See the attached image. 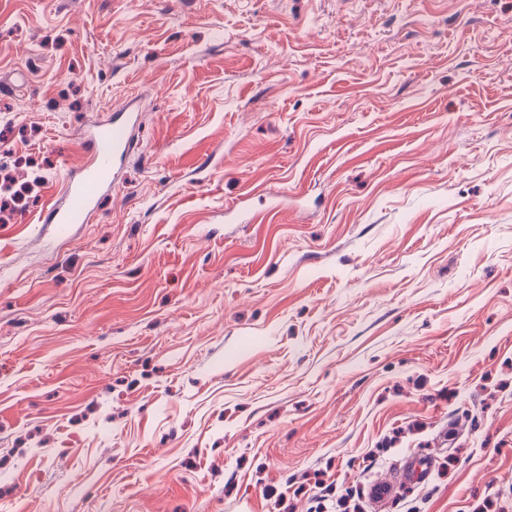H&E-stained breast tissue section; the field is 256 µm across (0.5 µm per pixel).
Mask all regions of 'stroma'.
Returning a JSON list of instances; mask_svg holds the SVG:
<instances>
[{"mask_svg": "<svg viewBox=\"0 0 512 512\" xmlns=\"http://www.w3.org/2000/svg\"><path fill=\"white\" fill-rule=\"evenodd\" d=\"M0 172V512H512V0H0ZM112 112V117L91 133L90 160L68 178L65 189L68 203L48 208L43 223L83 224L99 192L117 177L132 149L137 116L128 107L112 109Z\"/></svg>", "mask_w": 512, "mask_h": 512, "instance_id": "stroma-1", "label": "stroma"}]
</instances>
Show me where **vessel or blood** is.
I'll use <instances>...</instances> for the list:
<instances>
[{
  "mask_svg": "<svg viewBox=\"0 0 512 512\" xmlns=\"http://www.w3.org/2000/svg\"><path fill=\"white\" fill-rule=\"evenodd\" d=\"M137 117L129 108L114 109L111 118L100 123L91 134L89 161L66 186L67 203L47 209L48 224H81L94 207L99 192L117 177L133 144Z\"/></svg>",
  "mask_w": 512,
  "mask_h": 512,
  "instance_id": "vessel-or-blood-1",
  "label": "vessel or blood"
}]
</instances>
